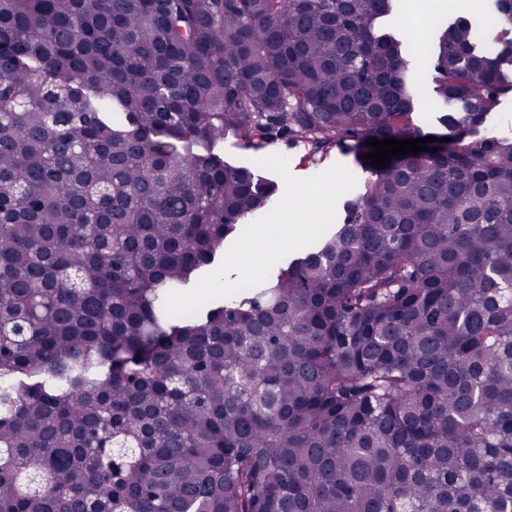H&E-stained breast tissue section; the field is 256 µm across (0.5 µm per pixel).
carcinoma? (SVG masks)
<instances>
[{
  "instance_id": "carcinoma-1",
  "label": "carcinoma",
  "mask_w": 512,
  "mask_h": 512,
  "mask_svg": "<svg viewBox=\"0 0 512 512\" xmlns=\"http://www.w3.org/2000/svg\"><path fill=\"white\" fill-rule=\"evenodd\" d=\"M428 56L398 0H0V512H512V0ZM378 168L369 140L426 138ZM368 177L190 315L278 184ZM279 154L260 159L252 150L232 134L224 137V161L232 164L255 166L257 175L279 183L280 195L271 210L270 219L257 229V237L262 240H275L288 236V224L291 238L270 256H259V274L248 284L240 285L244 269L241 250L253 232L247 227L240 240L224 246L223 280L206 294L203 290L190 297L185 305H178L174 313H182L189 306L202 303L215 297L222 290H240L249 288L252 282L268 275L277 266L286 262L291 255L310 247L332 225L335 224L336 211L346 199L347 189L352 180L359 175V169L351 154L334 153L317 169L302 160V153L288 150V165L281 166L276 158ZM312 188L313 194L322 198L317 208L302 207L299 200L304 199L302 190ZM267 222V223H266ZM223 281V282H222Z\"/></svg>"
}]
</instances>
